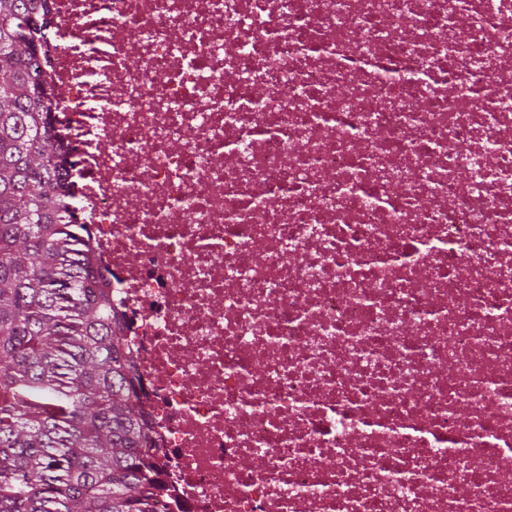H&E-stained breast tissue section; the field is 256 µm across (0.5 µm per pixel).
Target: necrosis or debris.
Masks as SVG:
<instances>
[{
    "instance_id": "necrosis-or-debris-1",
    "label": "necrosis or debris",
    "mask_w": 512,
    "mask_h": 512,
    "mask_svg": "<svg viewBox=\"0 0 512 512\" xmlns=\"http://www.w3.org/2000/svg\"><path fill=\"white\" fill-rule=\"evenodd\" d=\"M106 3L52 123L169 498L512 512V0Z\"/></svg>"
}]
</instances>
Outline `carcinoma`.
I'll list each match as a JSON object with an SVG mask.
<instances>
[{
  "mask_svg": "<svg viewBox=\"0 0 512 512\" xmlns=\"http://www.w3.org/2000/svg\"><path fill=\"white\" fill-rule=\"evenodd\" d=\"M38 0H0V512H169L136 364L58 162Z\"/></svg>",
  "mask_w": 512,
  "mask_h": 512,
  "instance_id": "1",
  "label": "carcinoma"
}]
</instances>
